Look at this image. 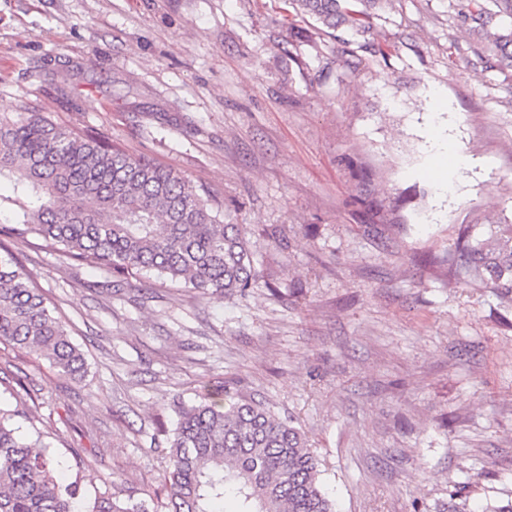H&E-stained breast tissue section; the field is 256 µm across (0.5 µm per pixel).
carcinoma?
Returning a JSON list of instances; mask_svg holds the SVG:
<instances>
[{
  "instance_id": "carcinoma-1",
  "label": "carcinoma",
  "mask_w": 512,
  "mask_h": 512,
  "mask_svg": "<svg viewBox=\"0 0 512 512\" xmlns=\"http://www.w3.org/2000/svg\"><path fill=\"white\" fill-rule=\"evenodd\" d=\"M378 0H295L315 34L363 35ZM461 0L470 48L485 68H512V0ZM14 183L18 207L0 227V343L44 359L81 380L86 358L30 272L3 238H36L70 260L102 268L139 290L156 277L226 297L259 287L241 225L175 171L107 141L48 120L36 110L0 114V180ZM455 271L512 299V224L465 226L448 253ZM167 453L169 512H215L232 491L238 512H335L321 462L304 432L261 402L209 385L176 405ZM0 408V512H154L146 499L106 492L88 498L62 482V462L41 440L19 434Z\"/></svg>"
}]
</instances>
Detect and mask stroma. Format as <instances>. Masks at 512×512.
Masks as SVG:
<instances>
[{"label": "stroma", "instance_id": "1", "mask_svg": "<svg viewBox=\"0 0 512 512\" xmlns=\"http://www.w3.org/2000/svg\"><path fill=\"white\" fill-rule=\"evenodd\" d=\"M293 14L0 0V112L36 108L175 170L243 226L264 281L224 301L157 278L141 295L14 242L89 372L0 344V408L66 467L90 450L86 488L157 512L175 404L218 382L305 432L336 512L506 504L512 303L449 279L445 258L461 225L512 223V71L470 53L458 0H391L365 37L385 44L375 57Z\"/></svg>", "mask_w": 512, "mask_h": 512}]
</instances>
